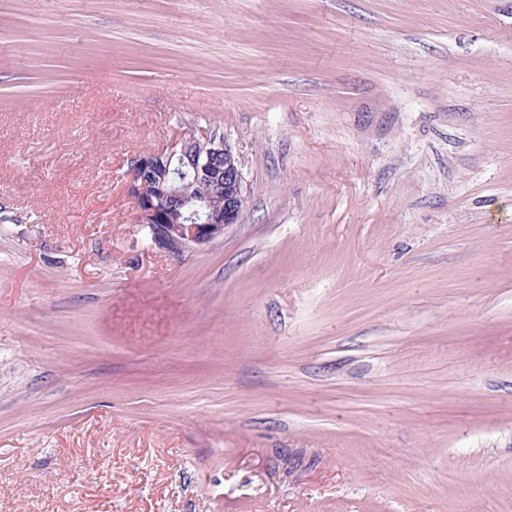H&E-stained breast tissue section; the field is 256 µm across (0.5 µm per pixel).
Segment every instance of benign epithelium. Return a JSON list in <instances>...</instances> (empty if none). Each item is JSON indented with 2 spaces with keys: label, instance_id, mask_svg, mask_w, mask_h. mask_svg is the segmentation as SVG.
<instances>
[{
  "label": "benign epithelium",
  "instance_id": "7a95c632",
  "mask_svg": "<svg viewBox=\"0 0 512 512\" xmlns=\"http://www.w3.org/2000/svg\"><path fill=\"white\" fill-rule=\"evenodd\" d=\"M125 191L151 248L173 256L224 236L247 203L240 152L216 131L136 156Z\"/></svg>",
  "mask_w": 512,
  "mask_h": 512
}]
</instances>
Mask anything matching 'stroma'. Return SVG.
<instances>
[{
  "label": "stroma",
  "instance_id": "obj_1",
  "mask_svg": "<svg viewBox=\"0 0 512 512\" xmlns=\"http://www.w3.org/2000/svg\"><path fill=\"white\" fill-rule=\"evenodd\" d=\"M0 512H512V0H0ZM242 160L235 144L216 131L190 136L169 151L136 156L125 191L150 246L180 256L223 237L240 224L247 203Z\"/></svg>",
  "mask_w": 512,
  "mask_h": 512
}]
</instances>
